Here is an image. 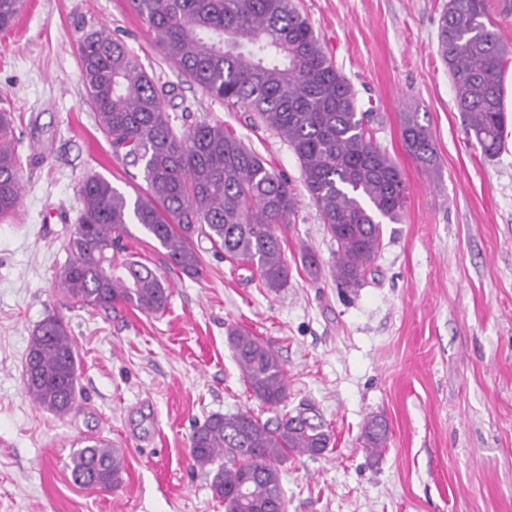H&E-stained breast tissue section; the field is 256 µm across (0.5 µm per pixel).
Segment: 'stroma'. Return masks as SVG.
Here are the masks:
<instances>
[{"label": "stroma", "instance_id": "1", "mask_svg": "<svg viewBox=\"0 0 512 512\" xmlns=\"http://www.w3.org/2000/svg\"><path fill=\"white\" fill-rule=\"evenodd\" d=\"M445 3L296 0L372 103L368 127L406 183L403 218L384 223L375 272L343 293L335 244L286 144L186 81L129 0H26L0 32V112L13 117L23 185L17 210L0 220V512H224L188 439L209 415L263 410L227 345L231 326L278 352L288 377L280 412L312 405L330 430L323 455L281 464L288 512H512V60L505 145L489 158L466 133L438 52ZM101 29L174 86L164 107L175 127L187 113L219 121L288 176L299 203L284 238L285 288L267 291L203 240L201 276L167 272L165 312L62 303L55 272L80 184L97 175L129 196L146 187L113 158L81 80L78 43ZM406 112L429 128L438 174L406 154ZM307 251L318 276L302 264ZM50 313L77 351L80 395L63 417L33 403L22 374L31 334ZM372 416L390 427L378 457L361 437ZM86 439L123 453L116 489L73 482L70 458Z\"/></svg>", "mask_w": 512, "mask_h": 512}]
</instances>
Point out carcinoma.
I'll list each match as a JSON object with an SVG mask.
<instances>
[{
	"label": "carcinoma",
	"instance_id": "carcinoma-1",
	"mask_svg": "<svg viewBox=\"0 0 512 512\" xmlns=\"http://www.w3.org/2000/svg\"><path fill=\"white\" fill-rule=\"evenodd\" d=\"M168 62L210 97L276 132L300 166L309 199L336 243L333 273L340 288H356L382 247V220H400L406 199L401 170L366 129L368 113L324 52L294 0H131ZM22 0H0V31ZM487 0H448L438 49L455 89L466 131L487 157L504 145L503 72L512 45L488 26ZM81 79L99 130L125 167H142L145 192L132 199L98 176L79 187L82 209L70 234L67 261L55 273L66 303L88 311L123 304L147 314L166 310L164 274L129 252L123 235L140 225L166 249L165 264L188 276L202 270L195 240L204 238L231 263L258 276L269 291L286 286L283 239L298 199L283 174L224 124L195 120L176 130L157 87L127 46L105 30L78 44ZM406 153L425 170L437 166L435 147L418 113L405 112ZM21 160L11 116L0 113V220L21 198ZM227 342L241 379L272 409L288 397L279 355L250 330L232 326ZM25 388L43 410L69 414L76 404L77 358L62 318L45 317L30 338ZM389 428L372 418L363 429L379 454ZM330 431L311 408L262 420L251 411L213 414L189 438L193 466L213 468L211 490L224 512H287L280 465L292 453L322 455ZM224 463L217 464V461ZM124 457L104 440H90L71 457L81 486L117 487Z\"/></svg>",
	"mask_w": 512,
	"mask_h": 512
}]
</instances>
